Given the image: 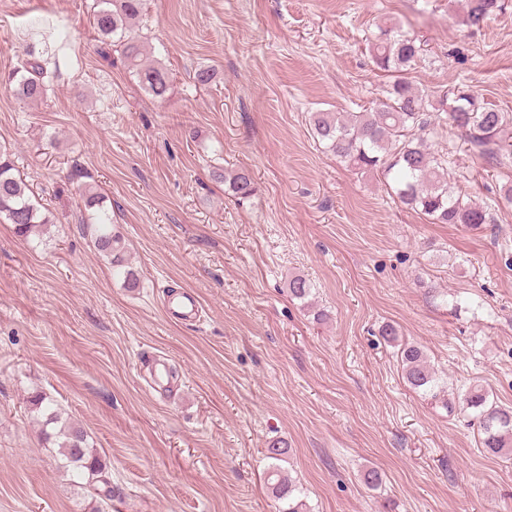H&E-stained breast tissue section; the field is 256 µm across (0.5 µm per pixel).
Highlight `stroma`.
I'll return each instance as SVG.
<instances>
[{
	"label": "stroma",
	"instance_id": "obj_1",
	"mask_svg": "<svg viewBox=\"0 0 512 512\" xmlns=\"http://www.w3.org/2000/svg\"><path fill=\"white\" fill-rule=\"evenodd\" d=\"M97 3L0 0V151L52 218L27 238L0 222V512H279L265 480L277 441L306 512H512V453H484L462 408L475 387L512 407V154L491 164L433 118L450 183L496 221L432 224L309 124L384 98L368 50L381 26L425 41L419 88L466 83L512 120V0L479 30L448 0H144L147 57L171 76L162 100L100 40ZM34 16L72 53L29 103L8 77L53 55L26 36ZM217 167L249 169L253 194L228 195ZM90 191L138 288L83 228ZM181 293L200 323L163 310ZM405 343L431 389L405 383ZM157 358L180 388L154 385ZM35 394L86 431L111 496L71 483Z\"/></svg>",
	"mask_w": 512,
	"mask_h": 512
}]
</instances>
